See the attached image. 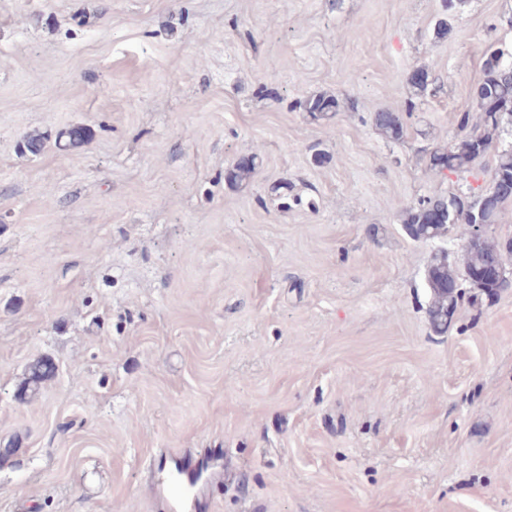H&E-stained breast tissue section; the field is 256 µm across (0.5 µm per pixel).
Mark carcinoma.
Here are the masks:
<instances>
[{
    "label": "carcinoma",
    "mask_w": 512,
    "mask_h": 512,
    "mask_svg": "<svg viewBox=\"0 0 512 512\" xmlns=\"http://www.w3.org/2000/svg\"><path fill=\"white\" fill-rule=\"evenodd\" d=\"M475 100L482 112L481 122L470 123V113L460 119V129L465 134L452 146L434 150L429 157V168L436 174L468 171L475 159L492 145V131L499 126L504 114H512V54L501 48L489 49L484 63V77L475 91ZM304 111L314 119L332 117L338 111L337 100L316 96L303 104ZM375 127L389 140L398 141L404 132L405 120L401 112L379 111L373 114ZM89 132L80 126L69 127L58 134L59 146L66 150L77 149L87 142ZM256 169V157L238 161L228 170L227 178L242 181ZM494 189L470 201L466 197L428 198L404 209V230L413 240L428 242L448 235L455 224H471L479 219L487 226L498 223L504 206L512 201V148L497 153L493 168ZM512 255V241L504 244L494 241L488 233L468 236L463 247V271L468 274L482 270L492 264H505L504 257ZM431 301L427 314L432 330L441 334L458 308L466 301L465 292L458 282V275L448 262V252L434 254L427 274ZM474 304L477 298L468 299ZM58 371L50 358H38L28 365V373L21 393L36 394L42 383L53 378Z\"/></svg>",
    "instance_id": "1"
}]
</instances>
